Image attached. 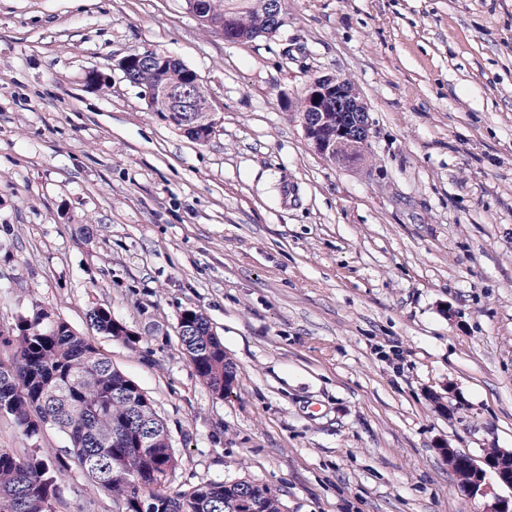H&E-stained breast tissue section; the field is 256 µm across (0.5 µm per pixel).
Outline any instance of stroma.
<instances>
[{
    "label": "stroma",
    "mask_w": 512,
    "mask_h": 512,
    "mask_svg": "<svg viewBox=\"0 0 512 512\" xmlns=\"http://www.w3.org/2000/svg\"><path fill=\"white\" fill-rule=\"evenodd\" d=\"M144 50L198 75L207 142L127 81ZM323 75L368 109L363 161L320 155L294 114ZM94 305L138 343L93 328ZM40 308L153 400L167 491L483 512L438 448L512 450V0H288L237 44L185 0H0V333ZM188 309L235 365L229 395L195 373ZM34 445L67 466L55 512H118L64 433L0 413V448ZM247 488L250 489L249 494L251 496L260 500L263 512H282V503L279 495L274 490L255 481L252 485H246L243 493Z\"/></svg>",
    "instance_id": "35a3bbf8"
}]
</instances>
